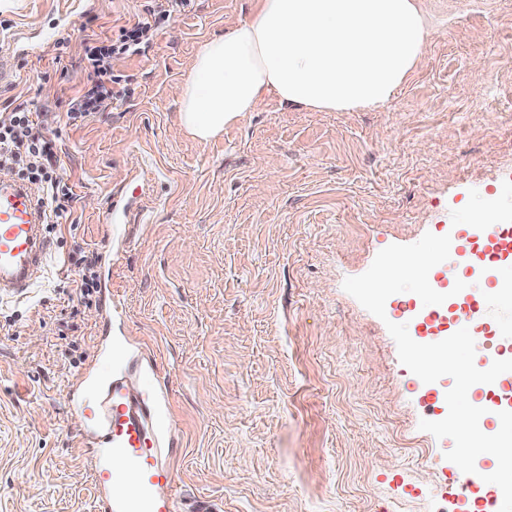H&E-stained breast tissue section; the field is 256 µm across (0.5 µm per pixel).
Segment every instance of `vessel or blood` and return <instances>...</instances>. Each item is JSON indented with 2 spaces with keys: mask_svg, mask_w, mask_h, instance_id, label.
<instances>
[{
  "mask_svg": "<svg viewBox=\"0 0 512 512\" xmlns=\"http://www.w3.org/2000/svg\"><path fill=\"white\" fill-rule=\"evenodd\" d=\"M488 259L512 256V236L486 235ZM52 257L45 214L23 181L0 177V296L25 295ZM112 403L81 444L97 460L95 512H180L168 456L170 436L157 429L169 405L159 390L148 401L132 400L119 382L106 386Z\"/></svg>",
  "mask_w": 512,
  "mask_h": 512,
  "instance_id": "obj_1",
  "label": "vessel or blood"
}]
</instances>
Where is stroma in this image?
Masks as SVG:
<instances>
[{
  "label": "stroma",
  "instance_id": "obj_1",
  "mask_svg": "<svg viewBox=\"0 0 512 512\" xmlns=\"http://www.w3.org/2000/svg\"><path fill=\"white\" fill-rule=\"evenodd\" d=\"M150 0H0V83L9 102L61 112L86 75L81 40L110 35ZM432 36L407 82L376 109L319 112L267 99L201 141L182 130L173 89L200 45L250 17L257 0H190L144 54L115 61L127 95L82 127L48 124L75 193L52 224L53 256L29 298L0 302V512H93L89 428L67 392L111 377L96 343L102 293L73 291L77 259L112 286L115 348L130 346L133 396L167 387L179 499L221 512H460L472 485L421 431L446 417L445 376L422 382L387 322L423 343L458 331L447 304L428 325L411 293L378 318L342 288L392 244L450 236L476 258V224L512 226V0H421ZM32 44L41 53L29 52ZM132 220L102 219L113 195ZM466 278L478 318L475 365L512 359V281L503 266ZM512 372L472 386L487 428Z\"/></svg>",
  "mask_w": 512,
  "mask_h": 512
}]
</instances>
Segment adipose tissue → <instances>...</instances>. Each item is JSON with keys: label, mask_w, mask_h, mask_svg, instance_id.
<instances>
[{"label": "adipose tissue", "mask_w": 512, "mask_h": 512, "mask_svg": "<svg viewBox=\"0 0 512 512\" xmlns=\"http://www.w3.org/2000/svg\"><path fill=\"white\" fill-rule=\"evenodd\" d=\"M429 35L418 0H259L192 59L175 89L181 123L208 141L271 93L320 111L380 105L413 72Z\"/></svg>", "instance_id": "1"}]
</instances>
